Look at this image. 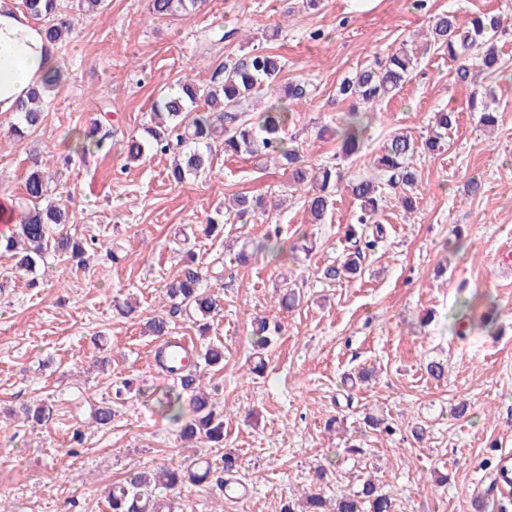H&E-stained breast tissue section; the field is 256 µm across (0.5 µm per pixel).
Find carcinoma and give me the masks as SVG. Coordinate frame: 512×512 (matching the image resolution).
Wrapping results in <instances>:
<instances>
[{
	"label": "carcinoma",
	"mask_w": 512,
	"mask_h": 512,
	"mask_svg": "<svg viewBox=\"0 0 512 512\" xmlns=\"http://www.w3.org/2000/svg\"><path fill=\"white\" fill-rule=\"evenodd\" d=\"M151 12L158 17L177 18L194 12L201 0H150ZM26 14L43 23L47 41L56 46L68 39L74 23L62 18L60 0H22ZM501 21L488 14H474L464 19L448 12L433 17L431 33L437 48L447 52L448 59L456 63L455 79L462 84L477 85L478 77L496 73L502 63L494 48L488 45L487 34L498 29ZM418 64L415 49L402 46L388 53L377 67L362 69L346 78L339 88L340 95L355 98L371 109L381 102L396 96L412 76ZM285 69L281 56L263 49H254L237 56L224 65L221 78H212L208 83L184 81L176 91H162L153 107L151 125L141 137L127 139V159L138 161L145 152L152 151L172 158L168 171L169 179L181 184L190 177L207 171L212 153L221 147L227 156H270L289 172V188L306 191L304 206L310 223L323 224L329 215V199L332 187L341 179V173L333 165L324 164L314 169L304 163L298 148L284 137L285 127L292 119L288 105L279 99L263 111L256 112L253 103L260 98L265 88L280 82ZM64 73L51 69L42 83L20 100L15 108L16 120L7 130L0 129V137L15 139L36 131L42 124L51 93L62 83ZM488 97L473 101L472 108L481 113L480 121L485 126L497 122V109L491 106ZM370 113L351 107L344 121L336 130L339 138V154L344 158L359 154L369 127ZM108 113L94 120L90 127L77 133L73 151L83 154L101 151L106 147V137L99 135L102 121ZM457 125L453 111L435 113L431 135L417 141L407 133H394L384 144L374 161V169L386 177L387 185L400 190L402 205L413 209V191L417 183L412 161L416 154L428 151L439 153L448 146V131ZM351 195L357 202L355 223L375 225L374 239L366 247H375L384 238V228L375 223L379 205L383 198L380 181L373 177H361L349 184ZM24 195L28 209L19 219L13 211L4 210V223L12 225L11 232L0 236V249L20 254L18 265L31 271L37 261L50 251L60 253L75 261L76 265L87 263L84 243L74 240L63 232L64 225L73 223L74 215L66 206L54 201L43 207L40 202L47 195L44 171L38 159L31 161L24 181ZM261 207L257 200L244 195L235 196L226 206L224 218L206 219L203 228L209 235L224 227L221 220L234 218L242 223L248 221ZM256 251L277 259L287 248L280 242V228L274 226L265 238L256 245ZM360 272L359 262L345 258L326 266L322 275L329 282L348 280ZM216 278L209 267L185 264L179 275L166 285L165 296L172 302V312L185 310L205 320L221 309L219 296L211 294L207 282ZM281 332V323L267 317L257 321L252 331L251 345L254 357L258 358L252 371L261 369L263 352ZM200 359L208 367L224 361V348L208 345L201 351ZM162 369L177 381V385L156 399L161 413L170 421L180 425V437L185 440L203 439L219 445L224 442V410L216 408L206 387L203 375L192 373L182 367L180 361L158 360ZM192 395L191 418L183 419L182 399L184 393ZM112 405L104 402L94 409L92 423L98 428L112 422ZM238 470L236 457L226 454L221 465L212 467L206 463L203 469L161 468L141 472L119 485L110 487L108 503L111 512H175V497L188 477L203 481L215 477L222 491L234 484L233 474ZM321 493L305 492L301 512H396L395 500L382 491L371 479H361L356 489L336 500L333 508Z\"/></svg>",
	"instance_id": "obj_1"
}]
</instances>
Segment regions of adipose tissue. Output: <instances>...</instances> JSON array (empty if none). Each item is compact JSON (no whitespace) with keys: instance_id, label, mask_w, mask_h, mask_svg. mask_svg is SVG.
<instances>
[{"instance_id":"1","label":"adipose tissue","mask_w":512,"mask_h":512,"mask_svg":"<svg viewBox=\"0 0 512 512\" xmlns=\"http://www.w3.org/2000/svg\"><path fill=\"white\" fill-rule=\"evenodd\" d=\"M52 47L42 29L0 0V113L13 111L51 64Z\"/></svg>"}]
</instances>
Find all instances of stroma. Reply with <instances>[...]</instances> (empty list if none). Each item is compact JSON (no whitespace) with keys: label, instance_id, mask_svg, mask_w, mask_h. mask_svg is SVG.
Instances as JSON below:
<instances>
[{"label":"stroma","instance_id":"obj_1","mask_svg":"<svg viewBox=\"0 0 512 512\" xmlns=\"http://www.w3.org/2000/svg\"><path fill=\"white\" fill-rule=\"evenodd\" d=\"M490 12L503 26L490 43L503 68L488 78L498 99L499 124L489 131L469 104L472 89L454 80L447 55L430 48L401 91L382 103L367 131L366 150L343 161L346 180L372 174L371 164L389 136L428 133L435 112L457 113L449 146L415 156V207L405 211L387 192L378 221L387 231L382 249L368 253L361 277L330 283L326 265L350 247L346 226L357 203L344 185L333 196L329 220L312 224L301 193L285 195L287 171L259 158L215 150L212 167L182 184L167 178L168 157L147 154L127 162L122 143L141 134L160 88L185 80L209 82L227 57L249 47L281 55L284 82L307 86L291 100L292 138L308 165L333 161L338 142L319 135L337 124L348 104L340 83L374 66L405 42L424 43L434 14ZM282 22L278 39L263 32ZM76 28L54 47L53 65L68 78L52 94L43 124L25 139L0 147V205L23 197L28 157L39 154L57 175L77 221L67 231L96 238L98 252L78 268L47 255L35 270L17 267L0 252V512H110L105 488L134 473L177 465L190 456L211 462L236 456L247 494L222 496L214 480L182 486L177 512H279L281 501L310 485L328 499L374 475L397 512H512V501L493 495L499 459L512 453V0H205L200 9L158 18L150 0H104L75 15ZM238 29L232 42L210 41L208 32ZM110 105L106 129L112 150L75 159L60 171L74 131L88 127ZM479 176L482 194L465 183ZM242 194L270 202L247 223L225 225L221 238L201 226L216 207ZM270 224L295 249L293 259L256 254L236 262L241 246H254ZM316 248L307 253L304 239ZM192 253L199 265L221 263L224 307L199 336L192 318L178 315L171 332L195 346L223 345V366L209 370L211 398L224 409V445L181 441L176 424L144 392L172 380L156 366V337L144 320L166 315L164 286L179 260ZM301 294L291 310L280 304L282 282ZM495 300L494 321L482 325L484 306L463 322V304L474 296ZM136 301L139 316L126 319L115 306ZM274 317L282 333L255 370L249 344L255 317ZM448 367L445 379L425 370L429 361ZM373 370L369 382L348 389L346 374ZM133 388L115 405L110 425L96 428L94 408L116 384ZM44 399L50 422H24L15 411ZM466 405L456 416L457 405ZM390 417L393 434L365 431L363 418ZM335 429H327L329 418ZM426 427L416 441L412 427ZM82 431V443L73 434ZM332 475L317 481L327 458Z\"/></svg>","mask_w":512,"mask_h":512}]
</instances>
